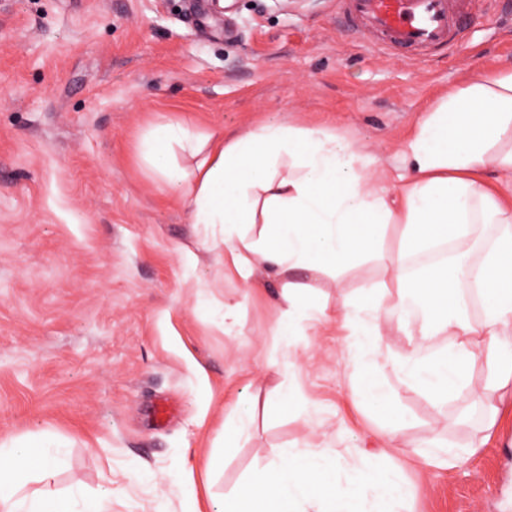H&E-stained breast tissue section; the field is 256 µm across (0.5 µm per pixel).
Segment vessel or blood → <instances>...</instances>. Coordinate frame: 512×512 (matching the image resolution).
I'll return each instance as SVG.
<instances>
[{"label":"vessel or blood","mask_w":512,"mask_h":512,"mask_svg":"<svg viewBox=\"0 0 512 512\" xmlns=\"http://www.w3.org/2000/svg\"><path fill=\"white\" fill-rule=\"evenodd\" d=\"M342 13L380 49L451 48L461 38L453 0H338Z\"/></svg>","instance_id":"vessel-or-blood-1"}]
</instances>
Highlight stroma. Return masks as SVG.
Returning <instances> with one entry per match:
<instances>
[{
    "label": "stroma",
    "instance_id": "35a3bbf8",
    "mask_svg": "<svg viewBox=\"0 0 512 512\" xmlns=\"http://www.w3.org/2000/svg\"><path fill=\"white\" fill-rule=\"evenodd\" d=\"M511 65L512 0L424 57L371 47L336 0H0V442L66 449L54 486L111 491L112 512H216L248 471L304 444L399 470L405 512H512V401L484 363L437 404L381 369L407 347L397 322L365 373L336 322L282 342L275 285L230 274L139 154L159 124L274 123L336 133L392 172L440 97ZM397 246L391 227L382 251L297 276L329 304L352 301L388 281ZM225 303L239 312L230 332L214 316ZM371 375L404 421L355 400ZM283 383L293 401H279ZM242 404L248 437L206 474ZM432 440L471 455L435 465L418 449Z\"/></svg>",
    "mask_w": 512,
    "mask_h": 512
}]
</instances>
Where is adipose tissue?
Returning <instances> with one entry per match:
<instances>
[{
    "label": "adipose tissue",
    "mask_w": 512,
    "mask_h": 512,
    "mask_svg": "<svg viewBox=\"0 0 512 512\" xmlns=\"http://www.w3.org/2000/svg\"><path fill=\"white\" fill-rule=\"evenodd\" d=\"M141 147L193 223L221 242L225 268L247 285L259 268L280 282L279 336L293 335L296 316H332L348 328L357 365L373 351L382 323L395 320L411 340L390 367L432 401L447 400L480 360L493 386H512V202L478 180L488 169L512 174V68L437 102L402 145L405 172L393 189L374 157L324 129L267 124L228 136L177 122L152 129ZM179 149L190 166L177 161ZM249 224L260 233L248 234ZM481 224L497 232L475 260L441 259L412 271L413 259L442 245L461 252ZM390 226L399 245L388 286L331 308L289 279L294 270H333L379 251ZM468 290L481 302L477 323L465 310ZM438 336L444 348L432 347ZM62 455L41 439L1 442L0 512H109L111 492L50 489ZM35 480L42 486L34 490ZM407 493L397 470L347 468L335 449L304 445L253 469L219 512H401Z\"/></svg>",
    "instance_id": "ef3b65f1"
}]
</instances>
